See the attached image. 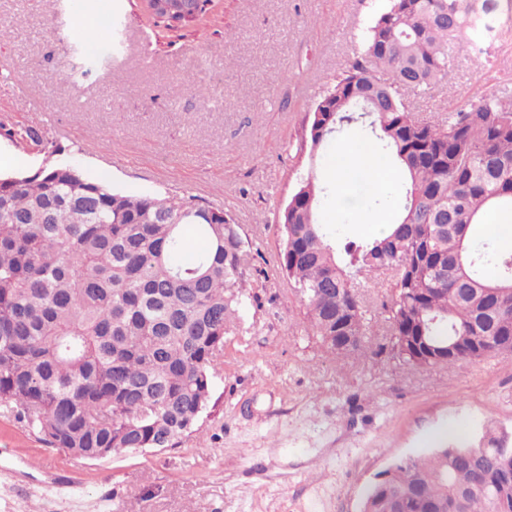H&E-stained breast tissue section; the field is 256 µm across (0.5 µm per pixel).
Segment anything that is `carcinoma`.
<instances>
[{"label":"carcinoma","instance_id":"carcinoma-1","mask_svg":"<svg viewBox=\"0 0 512 512\" xmlns=\"http://www.w3.org/2000/svg\"><path fill=\"white\" fill-rule=\"evenodd\" d=\"M490 2L389 0L316 105L309 156L363 119L400 169L403 198L390 233L337 243L318 222L324 187L310 174L278 217L275 273L337 358L364 352L356 281L384 272L385 321L404 363L422 366L418 336L445 347L433 367L512 355V252L471 236L487 211L512 214V97L485 95L432 122L400 94L440 83L463 39L481 58L473 13L492 14ZM11 136L42 145L46 159L0 178V405L80 460L174 447L207 410L240 320L247 249L237 225L191 196L117 192L53 160L62 148L33 129ZM347 336L357 345L344 347ZM361 512H512V443L490 434L402 459L378 475Z\"/></svg>","mask_w":512,"mask_h":512}]
</instances>
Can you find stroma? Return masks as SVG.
I'll return each mask as SVG.
<instances>
[{
	"mask_svg": "<svg viewBox=\"0 0 512 512\" xmlns=\"http://www.w3.org/2000/svg\"><path fill=\"white\" fill-rule=\"evenodd\" d=\"M386 0H210L187 26L145 0H0V155L6 172L43 166L33 128L62 160L130 195L196 196L232 216L250 244V301L224 342L211 402L192 433L164 450L91 461L33 434L0 405V512H359L376 475L442 443L512 432V356L449 370L405 364L384 321L391 277L362 280L372 316L363 356L339 360L304 322L274 272L277 217L298 181H331L330 153L300 145L312 114ZM117 26L84 47L81 27ZM487 61L458 46L447 78L403 90L417 114L512 85V24ZM402 191L380 201L323 198L336 239L369 238L364 215L396 223ZM48 468L30 469L29 457Z\"/></svg>",
	"mask_w": 512,
	"mask_h": 512,
	"instance_id": "stroma-1",
	"label": "stroma"
}]
</instances>
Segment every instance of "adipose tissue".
<instances>
[{"label": "adipose tissue", "instance_id": "ef3b65f1", "mask_svg": "<svg viewBox=\"0 0 512 512\" xmlns=\"http://www.w3.org/2000/svg\"><path fill=\"white\" fill-rule=\"evenodd\" d=\"M337 197H344L353 183H363L374 194L385 193L396 182V173L382 165L371 146L351 140L343 144L330 161Z\"/></svg>", "mask_w": 512, "mask_h": 512}]
</instances>
